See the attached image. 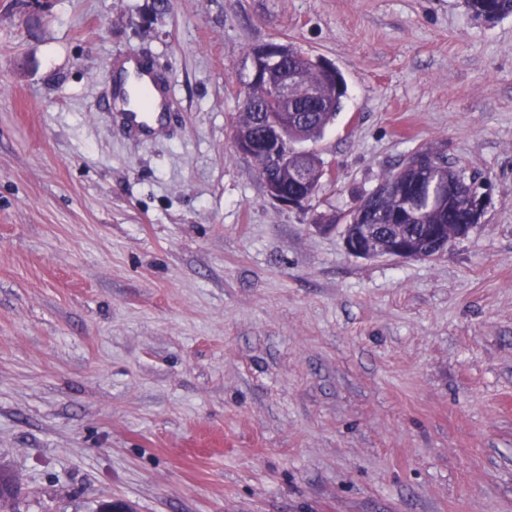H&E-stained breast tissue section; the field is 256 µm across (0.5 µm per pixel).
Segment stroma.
Returning <instances> with one entry per match:
<instances>
[{
  "mask_svg": "<svg viewBox=\"0 0 512 512\" xmlns=\"http://www.w3.org/2000/svg\"><path fill=\"white\" fill-rule=\"evenodd\" d=\"M345 78L331 178L234 143L249 49ZM148 58L170 128L100 111ZM488 181L434 259L335 217L411 150ZM0 468L21 512H512V15L465 0H0ZM470 11L477 17L498 20L512 14V0H467ZM258 166L260 177L266 187V191L268 195L278 203L282 205H286L289 207H298L301 206L304 202L308 200V197L311 198L319 188V180L320 175L314 180V182L310 183L308 186H298L296 187L292 182L288 181V171L283 168L281 170H274V168L269 164V161L266 159L259 158L255 160ZM272 179H276L281 188L285 191H281L278 189L275 183H269ZM269 183V184H267ZM267 184V185H266ZM292 191L303 192L302 193H290ZM366 201L362 203L361 211L357 213L356 221L341 225V236L344 247L349 254L358 258L371 259L376 257L378 249L375 247L373 231L370 229L372 225L370 222L372 211L367 207ZM354 224L362 225L358 234L350 231L351 226ZM357 226L354 225L353 228Z\"/></svg>",
  "mask_w": 512,
  "mask_h": 512,
  "instance_id": "stroma-1",
  "label": "stroma"
}]
</instances>
